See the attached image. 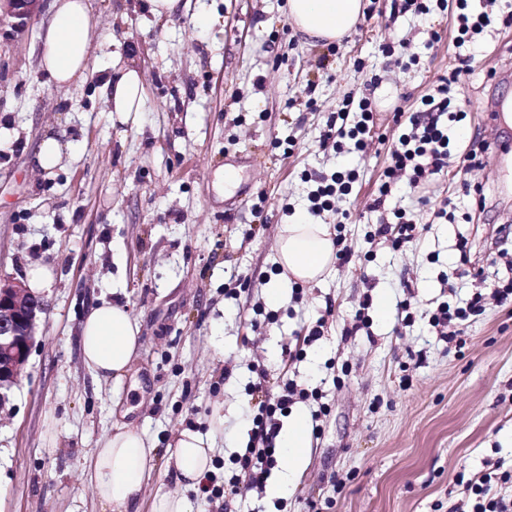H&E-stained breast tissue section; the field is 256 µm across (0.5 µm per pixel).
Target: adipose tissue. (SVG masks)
I'll list each match as a JSON object with an SVG mask.
<instances>
[{
	"label": "adipose tissue",
	"mask_w": 512,
	"mask_h": 512,
	"mask_svg": "<svg viewBox=\"0 0 512 512\" xmlns=\"http://www.w3.org/2000/svg\"><path fill=\"white\" fill-rule=\"evenodd\" d=\"M363 0H288V18L297 32L314 41L332 42L353 32L363 16ZM98 21L88 0H53L42 36L39 69L61 89L84 79L91 61L92 33ZM104 106L118 121L128 122L145 109L144 77L135 60L113 63L99 70ZM276 257L284 271L270 283V303L283 300L290 281L318 283L330 272L336 246L328 225L307 222L297 214L283 225L276 242ZM141 348L140 325L128 304L94 305L80 325L82 361L97 380L123 382ZM283 464L267 492L278 496L298 475L297 462L310 445L307 419L295 412L280 436ZM154 449L142 432L126 426L108 433L82 467L101 512H140L148 484ZM214 442L199 431H178L166 460L180 486L199 490L212 469Z\"/></svg>",
	"instance_id": "ef3b65f1"
}]
</instances>
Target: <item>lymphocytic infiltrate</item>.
<instances>
[{
	"label": "lymphocytic infiltrate",
	"mask_w": 512,
	"mask_h": 512,
	"mask_svg": "<svg viewBox=\"0 0 512 512\" xmlns=\"http://www.w3.org/2000/svg\"><path fill=\"white\" fill-rule=\"evenodd\" d=\"M455 60L456 71L439 79L434 93L421 98L407 122L397 123L392 135L395 148L373 201L374 209H381L387 197L403 182L419 192L422 203H430L431 188L450 169L482 164L485 142L471 140L467 149L462 151L452 144L448 134L451 124L461 122L467 116L456 103L453 87L458 72L468 69L470 59L459 54ZM375 126L376 109L371 95H351L342 101L328 120L322 143L339 153L347 149L363 153L370 145ZM359 177L355 168L330 174H306V181L315 184L310 193L312 216L319 217L334 211L336 201L352 193ZM483 307L484 296L479 292L463 307H454L444 301L431 312L429 323L442 340L460 350L465 346L463 335L470 316L481 312ZM250 392L257 398V412L247 448L234 459L238 471L221 486L207 481L202 491L208 497L220 496L231 500L244 492L263 489L276 462L274 441L279 431L278 417L287 412L294 400H304L309 396L308 390L295 381L269 379L262 368L258 369L257 381ZM508 482H512V473L507 471L487 470L471 475L465 482L472 496L470 512H512V501L496 493L498 484Z\"/></svg>",
	"instance_id": "1"
}]
</instances>
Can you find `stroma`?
I'll return each instance as SVG.
<instances>
[{"instance_id": "35a3bbf8", "label": "stroma", "mask_w": 512, "mask_h": 512, "mask_svg": "<svg viewBox=\"0 0 512 512\" xmlns=\"http://www.w3.org/2000/svg\"><path fill=\"white\" fill-rule=\"evenodd\" d=\"M136 2L89 0L100 18L92 68L130 52L144 73L145 110L134 125L112 124L95 78L60 89L39 72L49 0L25 26L0 24V276L24 279L35 262L54 272L27 364L0 408V512H98L80 470L123 425L163 451L177 430L208 431L222 414L213 465L223 479L249 440L256 407L248 388L259 366L318 388L321 402L303 407L329 413L284 498L255 490L228 506L233 512H319L328 500L329 512H453L466 498L458 473L512 471V307L492 296L512 276V152L452 169L435 187L443 198L461 183L482 185L489 202L479 220L465 223L470 199L458 195L455 223L426 225L402 249L365 237L379 218L369 206L390 161L396 109L412 113L454 66L455 6L367 15L332 54L295 32L287 0H189L168 22L150 20ZM202 12L211 24H197ZM402 41L416 65L381 55L380 44ZM473 52V72L457 83L466 133L491 143L512 132L488 118L512 92V81L489 78L492 68H512V28L493 24ZM365 89L377 109L367 152L323 148L328 118ZM51 131L75 150L42 173L33 159ZM257 153L259 166L250 162ZM347 162L360 173L337 204L353 216L342 227L352 261L321 283H292L277 322L252 329L253 307L277 277L282 226L309 206L304 172ZM260 197L262 220L252 212ZM463 239L473 272L461 277ZM408 290L422 309L485 295L462 354L426 319L398 324ZM367 296L384 297L388 321L344 336ZM115 298L139 320L142 346L129 382L100 384L82 363L79 324ZM322 318L323 336L288 357L296 334ZM187 498L192 512L228 508Z\"/></svg>"}]
</instances>
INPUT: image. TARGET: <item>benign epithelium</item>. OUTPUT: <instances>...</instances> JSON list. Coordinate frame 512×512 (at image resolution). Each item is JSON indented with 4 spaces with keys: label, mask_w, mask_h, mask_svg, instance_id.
Returning a JSON list of instances; mask_svg holds the SVG:
<instances>
[{
    "label": "benign epithelium",
    "mask_w": 512,
    "mask_h": 512,
    "mask_svg": "<svg viewBox=\"0 0 512 512\" xmlns=\"http://www.w3.org/2000/svg\"><path fill=\"white\" fill-rule=\"evenodd\" d=\"M40 0H0V23L7 17L23 26L31 18ZM45 310L42 299L24 282L0 278V406L26 364L35 336L39 314Z\"/></svg>",
    "instance_id": "obj_1"
}]
</instances>
